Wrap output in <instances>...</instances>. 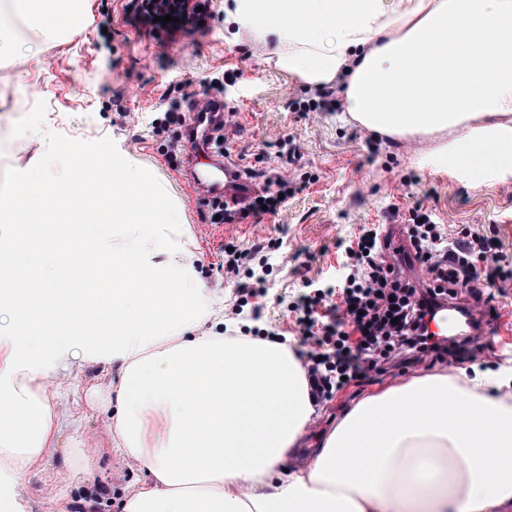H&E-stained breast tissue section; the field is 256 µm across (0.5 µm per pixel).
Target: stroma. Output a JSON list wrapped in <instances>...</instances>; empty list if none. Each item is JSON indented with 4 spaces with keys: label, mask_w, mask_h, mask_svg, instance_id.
Wrapping results in <instances>:
<instances>
[{
    "label": "stroma",
    "mask_w": 512,
    "mask_h": 512,
    "mask_svg": "<svg viewBox=\"0 0 512 512\" xmlns=\"http://www.w3.org/2000/svg\"><path fill=\"white\" fill-rule=\"evenodd\" d=\"M232 2L209 0L205 27L190 35L191 48L185 52L132 26L126 12L129 0H88L83 27L58 39L23 17H10L6 33L13 50L0 56V173L32 168L46 150L48 132L84 141L112 139L129 162L153 167L172 193L182 221L168 229L169 240L186 246L207 299L226 310L235 286L224 279L225 243L282 238L283 250L293 260L259 300V325L269 330L288 327L280 297L337 265L338 241L363 224L400 227V212L418 203L433 209L438 222L450 230L465 225L497 230L505 251L512 254V172L473 178L420 162L433 141L402 143L378 137L354 121L342 120L337 110L292 111L291 102L312 96V89L277 69L248 37L228 29L224 8ZM103 20L109 23L104 33L97 28ZM228 70L236 81L226 94L240 103L233 159L259 171L276 169L297 191L278 215L215 224L210 220L211 201L191 197L182 164L166 155L179 127L160 128L156 120L169 87H181L189 106L215 96L208 81ZM40 100L46 104L42 132L13 136L15 122ZM125 112L137 113L136 125L124 124ZM288 139L298 146L299 156L282 148ZM308 172L317 174V182H304ZM475 353L473 364L426 360L390 375L362 377L319 405L314 424L289 455L287 469H302L304 461L312 460L344 413L375 389L428 373L491 369L500 361L501 348L488 342ZM48 379L59 384V401L74 414L76 424L46 450L43 471L22 478L16 497L19 512H59L63 506L68 512H120L128 485L141 472L108 452L106 424L112 410L94 393L105 382L99 365L86 363L70 372L58 365L49 370Z\"/></svg>",
    "instance_id": "1"
}]
</instances>
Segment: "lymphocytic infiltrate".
Listing matches in <instances>:
<instances>
[{
	"mask_svg": "<svg viewBox=\"0 0 512 512\" xmlns=\"http://www.w3.org/2000/svg\"><path fill=\"white\" fill-rule=\"evenodd\" d=\"M200 0H134L132 23L140 29L164 31L169 41L191 35L205 18ZM173 15V22L160 18ZM255 178L252 167H244ZM263 186L247 212L254 217L278 214L295 187L275 170L260 174ZM403 242L376 224L361 225L354 238L337 244L344 255L336 277L306 281L288 303L289 330L299 339L296 354L304 368L313 403L346 391L350 384L374 371L380 374L430 357L462 364L471 361L470 319L460 294L480 297L484 289L512 296V255L498 235L465 227L449 233L436 223L431 209L415 205L403 227ZM278 240L261 239L234 245L224 254V275L236 280L234 314H242L253 300L264 297L267 251L279 249ZM419 262L429 274L428 286L410 280L404 268ZM453 306L464 333L437 338L430 323L445 307Z\"/></svg>",
	"mask_w": 512,
	"mask_h": 512,
	"instance_id": "1",
	"label": "lymphocytic infiltrate"
}]
</instances>
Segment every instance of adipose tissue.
Returning <instances> with one entry per match:
<instances>
[{"label": "adipose tissue", "instance_id": "ef3b65f1", "mask_svg": "<svg viewBox=\"0 0 512 512\" xmlns=\"http://www.w3.org/2000/svg\"><path fill=\"white\" fill-rule=\"evenodd\" d=\"M41 24L80 25L87 0H6ZM226 21L302 84L344 79L345 110L400 141L437 137V166L512 148V0H234ZM485 31L471 45L469 30ZM135 167L104 187L123 239H91L127 275L108 288L45 273L57 335L0 342V476L40 470L70 422L48 361L86 357L110 378L109 452L138 464L121 512H512V379L427 374L363 398L303 471L284 464L315 408L287 344L225 338L185 247L159 250L173 202L136 206ZM182 457L172 466V457Z\"/></svg>", "mask_w": 512, "mask_h": 512}]
</instances>
